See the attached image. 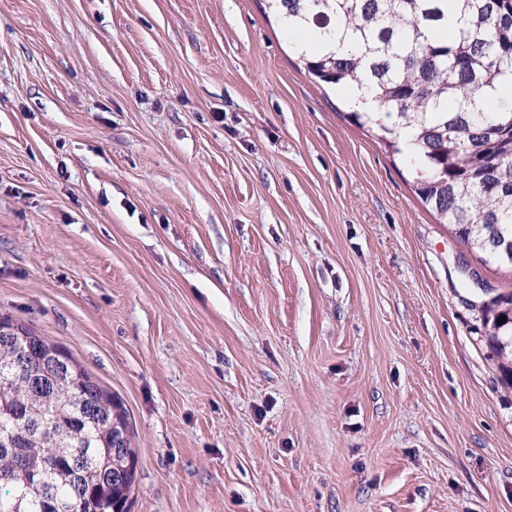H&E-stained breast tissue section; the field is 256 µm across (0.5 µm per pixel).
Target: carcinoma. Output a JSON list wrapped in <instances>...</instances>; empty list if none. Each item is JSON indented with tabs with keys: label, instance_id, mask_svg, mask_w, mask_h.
Instances as JSON below:
<instances>
[{
	"label": "carcinoma",
	"instance_id": "cac0c4a2",
	"mask_svg": "<svg viewBox=\"0 0 512 512\" xmlns=\"http://www.w3.org/2000/svg\"><path fill=\"white\" fill-rule=\"evenodd\" d=\"M290 29L316 31L300 57L323 87L349 91L348 118L409 160L419 199L482 265L512 272V99L484 96L512 82V0H266ZM462 25L448 39V11ZM501 316L503 323L497 322ZM483 325L512 386V292L483 308ZM33 355L63 346L17 325ZM0 335V512H129L109 478L118 431L87 404L122 406L80 362L60 382L15 365Z\"/></svg>",
	"mask_w": 512,
	"mask_h": 512
}]
</instances>
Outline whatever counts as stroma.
I'll list each match as a JSON object with an SVG mask.
<instances>
[{
	"mask_svg": "<svg viewBox=\"0 0 512 512\" xmlns=\"http://www.w3.org/2000/svg\"><path fill=\"white\" fill-rule=\"evenodd\" d=\"M264 0H0V314L129 413V512H512L479 266Z\"/></svg>",
	"mask_w": 512,
	"mask_h": 512,
	"instance_id": "1",
	"label": "stroma"
}]
</instances>
